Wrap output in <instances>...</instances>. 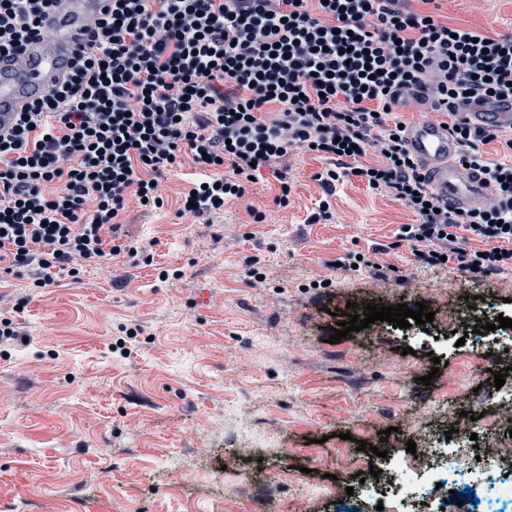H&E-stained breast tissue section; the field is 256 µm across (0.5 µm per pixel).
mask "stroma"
<instances>
[{
  "mask_svg": "<svg viewBox=\"0 0 512 512\" xmlns=\"http://www.w3.org/2000/svg\"><path fill=\"white\" fill-rule=\"evenodd\" d=\"M437 6L449 26L512 34V0ZM334 165L291 149L287 205L266 169L223 210L183 216L207 175L187 153L160 180L161 206L119 214L123 250L102 266L42 288L0 273L18 333L0 341V512H336L309 486L332 487L342 451L380 431L406 449L432 418L419 394L453 398L479 442L512 427V400L490 401L470 345L434 343L471 332L469 297L512 311V266L417 258L399 237L416 215L357 175L325 191L316 175ZM421 301L428 326L378 321L329 341L347 303L359 315ZM452 368L465 384L449 392ZM272 469L284 476L269 485Z\"/></svg>",
  "mask_w": 512,
  "mask_h": 512,
  "instance_id": "35a3bbf8",
  "label": "stroma"
}]
</instances>
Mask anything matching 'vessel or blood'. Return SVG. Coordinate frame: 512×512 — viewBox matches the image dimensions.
Returning <instances> with one entry per match:
<instances>
[{"label":"vessel or blood","instance_id":"1","mask_svg":"<svg viewBox=\"0 0 512 512\" xmlns=\"http://www.w3.org/2000/svg\"><path fill=\"white\" fill-rule=\"evenodd\" d=\"M109 7V0H52L42 17L40 36L28 43L24 62L0 59V133H9L19 112L62 81L66 62L89 43L97 21ZM464 117L474 128L512 127V108L492 112L478 107L466 111ZM404 137L440 201L461 210L485 205L486 178L459 162L461 146L447 125L414 121L405 126Z\"/></svg>","mask_w":512,"mask_h":512}]
</instances>
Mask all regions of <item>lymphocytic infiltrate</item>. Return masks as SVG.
Segmentation results:
<instances>
[{
    "mask_svg": "<svg viewBox=\"0 0 512 512\" xmlns=\"http://www.w3.org/2000/svg\"><path fill=\"white\" fill-rule=\"evenodd\" d=\"M50 0H0V55L22 58ZM67 77L0 135V264L25 269L34 286L51 270L105 261L106 239L128 197L158 202L157 181L190 150L209 178L194 215L223 209L261 168L293 147L319 145L341 162L325 186L364 177L373 191L418 216L401 239L440 263L462 227L484 253L457 248L465 270L512 263V165L490 163L485 144L512 150V132L461 126V162L493 192L481 209L441 204L402 140L387 126L399 91L426 85L437 110L512 96V35L452 29L402 0H111ZM278 116L263 117L268 107ZM377 165L354 167L367 151Z\"/></svg>",
    "mask_w": 512,
    "mask_h": 512,
    "instance_id": "1",
    "label": "lymphocytic infiltrate"
}]
</instances>
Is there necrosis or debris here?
I'll return each mask as SVG.
<instances>
[{
	"mask_svg": "<svg viewBox=\"0 0 512 512\" xmlns=\"http://www.w3.org/2000/svg\"><path fill=\"white\" fill-rule=\"evenodd\" d=\"M470 429H460L452 437L443 432L424 431L413 440L423 443L420 457L410 459L391 448L384 459L348 455L345 475L350 491L330 492L317 487V496L336 495L344 512H407V503L419 499L427 504L426 512H442L444 501L435 494L437 483L444 482L457 490L472 489L476 500H463L459 512H512V436L501 435L496 448H473ZM380 469V476H370V468ZM365 480H358V472Z\"/></svg>",
	"mask_w": 512,
	"mask_h": 512,
	"instance_id": "necrosis-or-debris-1",
	"label": "necrosis or debris"
}]
</instances>
